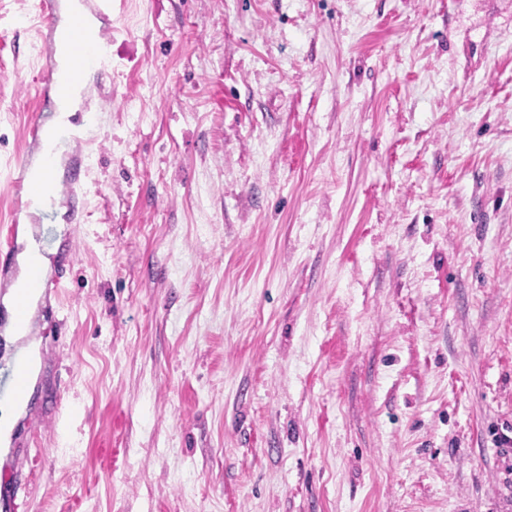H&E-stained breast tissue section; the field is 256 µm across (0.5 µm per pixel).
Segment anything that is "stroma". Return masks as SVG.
<instances>
[{
    "mask_svg": "<svg viewBox=\"0 0 512 512\" xmlns=\"http://www.w3.org/2000/svg\"><path fill=\"white\" fill-rule=\"evenodd\" d=\"M35 2L0 315L24 238L57 286L0 330L36 358L0 512H512V0H112L84 220L10 240Z\"/></svg>",
    "mask_w": 512,
    "mask_h": 512,
    "instance_id": "obj_1",
    "label": "stroma"
}]
</instances>
